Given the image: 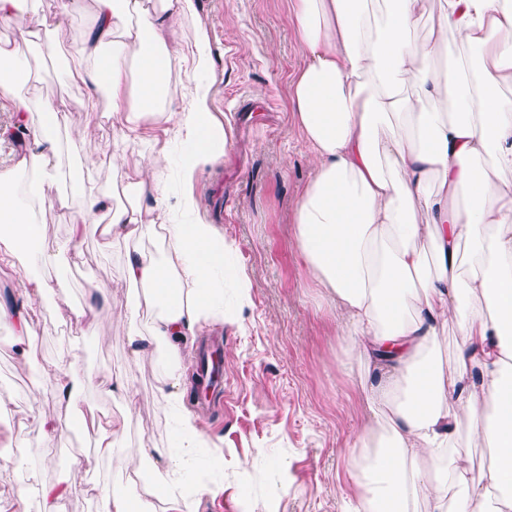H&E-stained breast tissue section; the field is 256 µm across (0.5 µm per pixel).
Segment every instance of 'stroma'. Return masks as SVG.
Here are the masks:
<instances>
[{"label": "stroma", "mask_w": 512, "mask_h": 512, "mask_svg": "<svg viewBox=\"0 0 512 512\" xmlns=\"http://www.w3.org/2000/svg\"><path fill=\"white\" fill-rule=\"evenodd\" d=\"M210 47L208 109L227 133L226 153L199 163L185 179L189 148L166 123L147 126L124 154L126 166L141 155H164L162 180L169 203L191 189L198 216L216 225L229 247L217 278L224 288V321L199 332L195 350L224 344V400L207 404L185 392L184 405L199 420L209 446L224 459L213 493L189 499L185 512H345L355 495L349 469L359 451L353 443L371 425L352 364L341 338L342 322L326 291L306 272L295 240L294 208L312 176L310 151L291 118L288 90L302 54L290 18V0H194ZM33 94L54 101L85 135L65 163L102 158L90 180L112 188L108 159L117 134L104 112L83 109L85 90L66 76L61 61L41 66ZM52 207L39 215L42 248L57 252L49 276L66 281L67 295L47 298L32 317L35 357L24 363L0 325V512H13L14 497L27 484L52 483L94 453V440L70 424L55 380L45 366L75 351L80 396L98 413L127 414L129 428L115 455L100 461L99 475L124 476L125 460L144 449L174 448L175 417L160 393L164 368L151 356L134 355L124 326L112 318L126 303L117 289L126 245L100 251L87 232L79 251L65 249L80 196L70 186H46ZM222 208H214L215 197ZM249 283L248 300L236 303L238 279ZM112 291L111 302L94 296ZM91 303L99 333L82 336L69 322L70 307ZM124 378L137 407L99 394L105 373ZM60 416L62 434L17 447L18 433L35 416Z\"/></svg>", "instance_id": "obj_1"}]
</instances>
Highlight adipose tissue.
<instances>
[{
	"mask_svg": "<svg viewBox=\"0 0 512 512\" xmlns=\"http://www.w3.org/2000/svg\"><path fill=\"white\" fill-rule=\"evenodd\" d=\"M92 16L66 59L83 85V109L106 95L114 124L134 135L172 122L206 154L223 155L226 133L206 108L199 82L188 107L171 86L179 55L176 30L194 15L192 0H48L56 16L80 7ZM35 0H0V26L18 37L0 42V88L10 92L19 123L33 134L10 167L0 169V263L14 265L25 302L0 307L20 355L31 345L35 307L66 282L32 276L58 255L39 248L44 184L64 181L83 192L66 246L79 250L95 223L102 250L129 247L125 287L136 294L121 318L134 353L150 338L163 358V397L180 414L178 453L164 457L157 497L139 495L143 463L126 464L122 481L86 483L82 471L21 491L14 512H59L61 500L91 490L98 512H183L180 488L198 480L203 446L198 420L180 410L184 358L195 326L224 319V266L215 225L176 222L197 208L184 193L171 208L151 156L129 171L113 162L121 193L86 185L89 164L63 165L60 115L31 98L26 54L54 57L51 30L18 27ZM304 60L289 82L292 119L310 147L313 175L296 211V246L308 274L343 317L348 355L362 367L358 384L375 425L358 437L351 464L360 512H512V0H290ZM423 42L412 31L422 17ZM152 196V209L142 200ZM164 243L160 257L145 242ZM462 342L451 366L439 348L448 331ZM76 354L49 370L59 400L83 411ZM469 418V433L459 422ZM487 448L482 466L461 454L463 442Z\"/></svg>",
	"mask_w": 512,
	"mask_h": 512,
	"instance_id": "1",
	"label": "adipose tissue"
}]
</instances>
